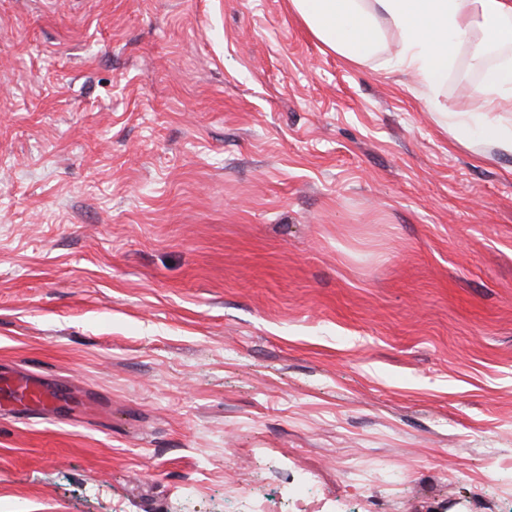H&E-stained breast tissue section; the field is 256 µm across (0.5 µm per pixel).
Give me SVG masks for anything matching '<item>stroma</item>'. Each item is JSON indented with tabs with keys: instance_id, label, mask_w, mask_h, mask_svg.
Masks as SVG:
<instances>
[{
	"instance_id": "obj_1",
	"label": "stroma",
	"mask_w": 512,
	"mask_h": 512,
	"mask_svg": "<svg viewBox=\"0 0 512 512\" xmlns=\"http://www.w3.org/2000/svg\"><path fill=\"white\" fill-rule=\"evenodd\" d=\"M386 42L0 0V372L99 402L0 409V512H512V154Z\"/></svg>"
}]
</instances>
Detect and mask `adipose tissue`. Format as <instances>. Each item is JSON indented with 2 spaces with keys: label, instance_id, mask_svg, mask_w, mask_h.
<instances>
[{
  "label": "adipose tissue",
  "instance_id": "obj_1",
  "mask_svg": "<svg viewBox=\"0 0 512 512\" xmlns=\"http://www.w3.org/2000/svg\"><path fill=\"white\" fill-rule=\"evenodd\" d=\"M291 5L320 42L355 64L379 56L384 31L395 32L398 64L419 73L436 112L444 110L436 93L449 67L468 54L481 74L475 92L484 108L449 113L448 128L459 142L477 131L499 151L512 153V125L497 116L500 102L512 101V57L487 65L481 47L471 41L478 31L485 41L511 47L512 0H291Z\"/></svg>",
  "mask_w": 512,
  "mask_h": 512
}]
</instances>
